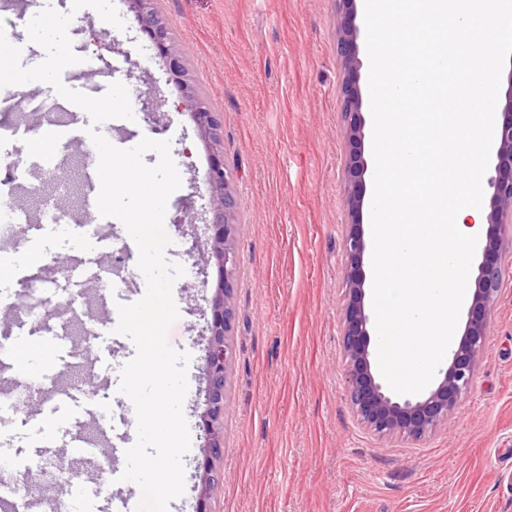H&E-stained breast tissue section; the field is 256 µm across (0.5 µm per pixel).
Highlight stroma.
Segmentation results:
<instances>
[{
    "label": "stroma",
    "mask_w": 512,
    "mask_h": 512,
    "mask_svg": "<svg viewBox=\"0 0 512 512\" xmlns=\"http://www.w3.org/2000/svg\"><path fill=\"white\" fill-rule=\"evenodd\" d=\"M72 13L73 52L89 71L85 94L103 95L119 81L129 90L133 120L99 125L117 148L142 138L171 143L181 186L169 198L164 227L170 263L185 274L173 286L179 317L167 333L171 348L190 354L183 413L193 435L183 459L185 491L168 512H196L202 483L205 348L215 262L204 236L209 203L204 179L212 150L224 153L239 202V263L234 280L231 347L222 431L210 512H512V223L499 301L491 314L484 356L473 387L446 428L419 439L382 440L354 415L341 359V308L346 298L349 229L343 178L350 146L339 112L343 73L336 45V0H152L183 53L194 93L218 112L215 140L201 137L155 47L128 0H115L125 23L117 29L72 0H41ZM0 111V198L33 211L67 207L69 221L49 224L29 240L26 225L0 218V310L16 321L44 322L56 304L69 305L72 359L33 352L26 366L0 370V394L27 401L30 374L48 379L53 394L82 378L94 386L82 432L99 447L91 460L68 459L33 496L56 500L57 484L118 495L114 472L125 460L109 447L102 421L132 413L118 391L120 370L136 348L113 334L88 351L89 322L117 316L118 304L141 298L140 282L112 285L122 270L115 248L129 235L113 217L85 213L79 142L48 139L72 115L35 83L8 87ZM96 264L87 288L56 299L31 290V275L59 280V260Z\"/></svg>",
    "instance_id": "35a3bbf8"
}]
</instances>
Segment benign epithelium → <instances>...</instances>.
I'll return each instance as SVG.
<instances>
[{"instance_id":"benign-epithelium-1","label":"benign epithelium","mask_w":512,"mask_h":512,"mask_svg":"<svg viewBox=\"0 0 512 512\" xmlns=\"http://www.w3.org/2000/svg\"><path fill=\"white\" fill-rule=\"evenodd\" d=\"M136 8L140 30L156 46L170 75L180 88L181 105L190 108L202 135L212 138L221 126L218 113L210 111L189 87L183 54L169 42L166 27L159 21L150 0H131ZM340 19L336 40L343 71L341 87L342 133L353 144L344 165L349 214L363 209L367 163L362 146L366 136L363 98L359 86L360 69L358 28L355 24V0H339ZM494 146V173L487 181L488 214L481 261L477 266L474 290L468 305L463 335L451 351L446 370L440 372L435 388L413 398L398 396L382 374L372 367L369 314L365 308V274L362 260L366 250L363 233L352 224L343 246L347 256L345 283L347 298L342 308V361L346 388L353 413L380 439L404 437L420 440L448 425L460 402L470 392L489 335L491 312L498 301L504 262L503 225L512 222V68L507 76L504 102L497 103ZM205 181L210 189L212 219L209 242L216 260L217 285L211 301L206 348L205 409L199 427L204 435L205 455L200 468L204 476H213L214 461L224 453L221 425L224 419L226 385L233 359L230 333L234 319V275L238 264V202L232 186V172L224 155L212 153Z\"/></svg>"}]
</instances>
